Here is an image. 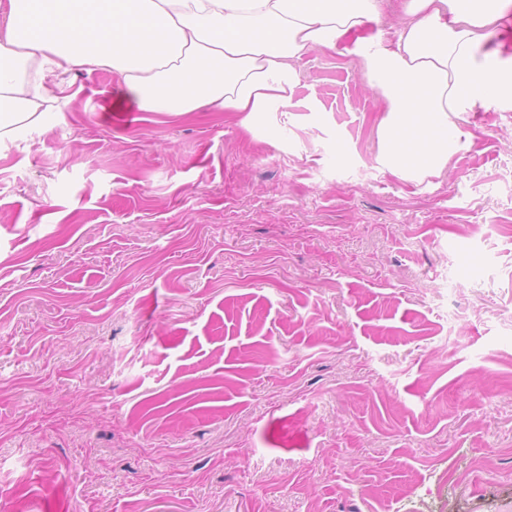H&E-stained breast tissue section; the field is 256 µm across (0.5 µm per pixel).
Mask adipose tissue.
I'll list each match as a JSON object with an SVG mask.
<instances>
[{"label": "adipose tissue", "mask_w": 512, "mask_h": 512, "mask_svg": "<svg viewBox=\"0 0 512 512\" xmlns=\"http://www.w3.org/2000/svg\"><path fill=\"white\" fill-rule=\"evenodd\" d=\"M512 0H406L393 37L380 0H7L0 140L43 126L65 75L111 71L145 112L221 111L250 133L293 104L296 62L346 46L386 101L380 161L407 180L459 148L450 117L512 102L495 38Z\"/></svg>", "instance_id": "obj_1"}]
</instances>
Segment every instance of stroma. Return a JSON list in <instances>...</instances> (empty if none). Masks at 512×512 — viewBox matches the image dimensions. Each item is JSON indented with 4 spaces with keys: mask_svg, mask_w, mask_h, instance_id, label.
Listing matches in <instances>:
<instances>
[{
    "mask_svg": "<svg viewBox=\"0 0 512 512\" xmlns=\"http://www.w3.org/2000/svg\"><path fill=\"white\" fill-rule=\"evenodd\" d=\"M297 70L276 147L80 69L0 142V512H512V106L406 180Z\"/></svg>",
    "mask_w": 512,
    "mask_h": 512,
    "instance_id": "stroma-1",
    "label": "stroma"
}]
</instances>
